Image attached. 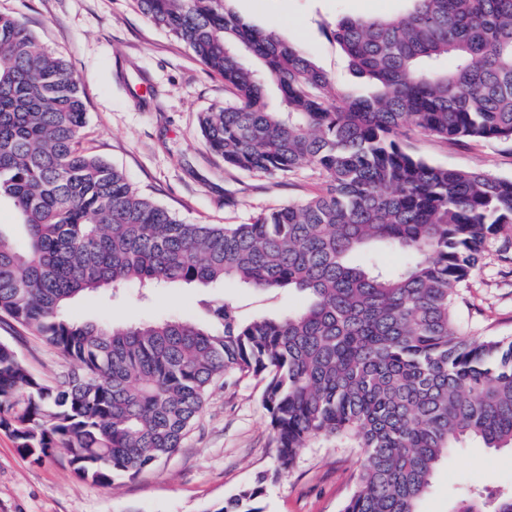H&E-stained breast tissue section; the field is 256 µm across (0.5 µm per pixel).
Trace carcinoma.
<instances>
[{"label": "carcinoma", "instance_id": "1", "mask_svg": "<svg viewBox=\"0 0 512 512\" xmlns=\"http://www.w3.org/2000/svg\"><path fill=\"white\" fill-rule=\"evenodd\" d=\"M136 2L224 79V105L199 117L208 147L249 173L310 167L323 189L248 224L177 218L83 147L78 79L0 14V200L26 236L20 247L0 229V314L69 364L38 379L0 340V429L33 460L60 455L109 487L181 447L217 379L259 376L279 471L320 436L361 448L341 512H420L462 439L512 449V339L465 333L454 317L491 241L512 248V178L433 165L404 145L408 128L512 141V0H406L396 18L338 19L334 40L374 87L343 98L229 0ZM385 249L403 263L383 266ZM228 282L295 290L303 304L244 320L212 301V327L67 313L80 294ZM266 480L215 512H261ZM450 512H512V492L478 489Z\"/></svg>", "mask_w": 512, "mask_h": 512}]
</instances>
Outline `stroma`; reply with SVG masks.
<instances>
[{
	"label": "stroma",
	"instance_id": "35a3bbf8",
	"mask_svg": "<svg viewBox=\"0 0 512 512\" xmlns=\"http://www.w3.org/2000/svg\"><path fill=\"white\" fill-rule=\"evenodd\" d=\"M253 25L300 47L344 95L367 93L351 76L331 30L343 16H397L405 0H232ZM0 13L23 21L44 47L61 54L86 99L83 143L121 169L130 183L177 216L199 224H245L268 209L304 200L321 187L317 173L257 175L225 167L206 145L201 112L228 97L223 79L209 73L182 42L153 25L135 0H0ZM430 163L479 168L512 178V142L449 145L419 132L405 141ZM234 303L243 318L296 306L301 296L259 294L220 284L175 285L147 294L130 287L114 300L79 298L70 312L90 320L131 325L159 318H203V304ZM456 318L465 331L512 338V260L489 247L479 270L461 288ZM0 340L12 343L28 371L52 381L68 369L50 346L26 328L0 319ZM264 383L255 376L216 384L192 431L173 455L136 477L102 487L78 479L58 456L33 462L0 429V512H216L242 486L266 476L264 512H340L354 489L361 451L319 437L276 475ZM512 487V450L467 441L441 461L422 512H448L463 487Z\"/></svg>",
	"mask_w": 512,
	"mask_h": 512
}]
</instances>
